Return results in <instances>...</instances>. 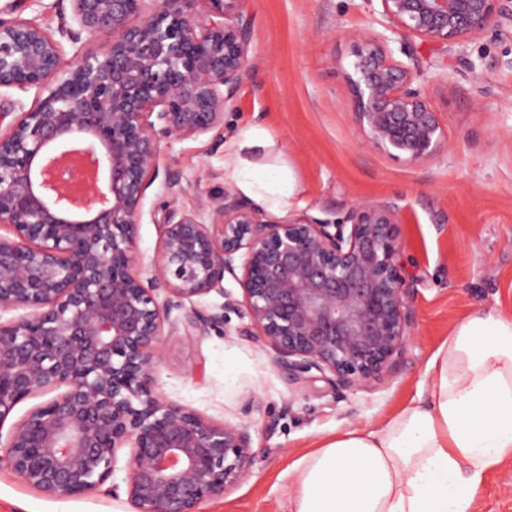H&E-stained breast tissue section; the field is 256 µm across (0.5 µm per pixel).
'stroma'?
<instances>
[{"label": "stroma", "mask_w": 512, "mask_h": 512, "mask_svg": "<svg viewBox=\"0 0 512 512\" xmlns=\"http://www.w3.org/2000/svg\"><path fill=\"white\" fill-rule=\"evenodd\" d=\"M241 8L254 19V67L223 127L163 143L161 169L179 173L188 190L172 199L160 184L148 189L139 260L147 265L157 254V222L168 203L191 211L223 192L228 144L258 123L300 185L288 216L339 221L359 199L398 205L405 275L418 282L414 336L400 364L371 390L344 399L319 379L290 382L261 340L239 334V318L192 341L167 337L153 373L166 399L216 424L239 421L244 400L256 399L250 475L199 512H286L296 459L336 429L379 427L409 404L425 386L431 356L467 315H512V36L469 43L477 81L444 67L435 45L412 39L443 131L440 151L413 163L369 144L353 110L355 37L382 31L380 0H242ZM0 512L135 510L98 493L49 498L0 467ZM476 512H512V460L488 477Z\"/></svg>", "instance_id": "stroma-1"}]
</instances>
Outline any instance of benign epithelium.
<instances>
[{
    "label": "benign epithelium",
    "mask_w": 512,
    "mask_h": 512,
    "mask_svg": "<svg viewBox=\"0 0 512 512\" xmlns=\"http://www.w3.org/2000/svg\"><path fill=\"white\" fill-rule=\"evenodd\" d=\"M69 2L71 18L59 14L54 28L0 16V89L36 90L0 131V224L12 229L0 235V311H30L0 323V422L20 401L64 388L12 429L4 461L48 497L78 496L100 490L126 448L136 512H199L250 473L255 397L224 424L166 400L153 381L165 336H204L234 312L289 381L316 371L339 398L373 387L415 325L399 207L358 201L338 222L278 220L226 188L195 212L169 206L159 253L140 269L136 230L161 145L224 124L252 68V17L241 0ZM380 2L384 31L354 50L355 113L373 146L423 162L443 133L407 38L437 45L475 78L466 45L512 28V0ZM85 35L107 40L88 49ZM52 146L105 171L104 187L90 178L73 188L78 216L51 198L68 166L39 170ZM238 270L240 300L224 289ZM213 291L218 310L194 306Z\"/></svg>",
    "instance_id": "7a95c632"
}]
</instances>
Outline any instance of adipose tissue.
<instances>
[{"instance_id": "adipose-tissue-1", "label": "adipose tissue", "mask_w": 512, "mask_h": 512, "mask_svg": "<svg viewBox=\"0 0 512 512\" xmlns=\"http://www.w3.org/2000/svg\"><path fill=\"white\" fill-rule=\"evenodd\" d=\"M224 175L258 205L300 188L265 127L231 143ZM264 152L265 163L254 160ZM427 385L379 428L347 427L293 465L288 512H475L488 474L512 459V316L477 312L430 359Z\"/></svg>"}]
</instances>
